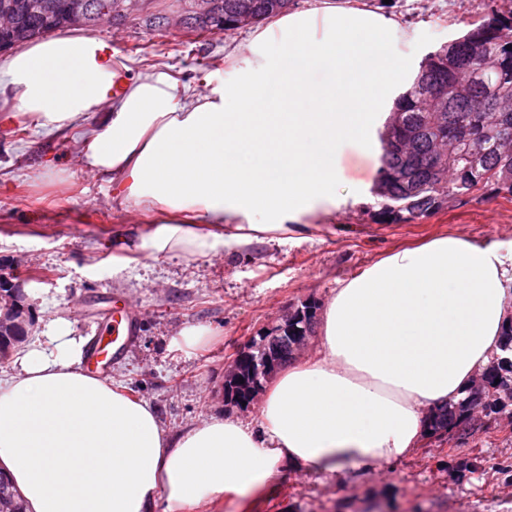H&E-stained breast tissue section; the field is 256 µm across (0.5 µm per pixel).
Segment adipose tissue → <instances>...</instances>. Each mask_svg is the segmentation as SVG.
Wrapping results in <instances>:
<instances>
[{"instance_id":"1","label":"adipose tissue","mask_w":512,"mask_h":512,"mask_svg":"<svg viewBox=\"0 0 512 512\" xmlns=\"http://www.w3.org/2000/svg\"><path fill=\"white\" fill-rule=\"evenodd\" d=\"M398 29L366 9L287 12L195 89L164 70L130 77L105 41L59 35L1 58L0 93L49 132L98 115L84 161L151 221L124 250L241 253L342 204L339 148L374 151L410 68ZM510 321L499 247L401 249L340 281L316 353L265 388L260 427L212 416L173 433L81 370L85 341L56 318L0 377V472L25 512H210L252 506L288 467L368 474L412 454L427 408L464 397Z\"/></svg>"}]
</instances>
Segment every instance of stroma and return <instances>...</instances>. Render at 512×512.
Returning <instances> with one entry per match:
<instances>
[{
    "mask_svg": "<svg viewBox=\"0 0 512 512\" xmlns=\"http://www.w3.org/2000/svg\"><path fill=\"white\" fill-rule=\"evenodd\" d=\"M333 2L397 19L393 47L416 62L491 10L489 0ZM90 33L127 58L132 73L161 68L197 84L225 52L244 50L251 30L199 38L127 23ZM93 125L89 119L68 132L47 133L21 112L0 111V266L26 279L24 306L34 320L51 311L90 343L113 301L129 303L139 331L107 376L150 402L169 429L221 413L256 419V408L225 403L224 367L285 309L309 300L324 305L339 280L441 235L480 245L512 242V201L500 196L456 201L408 224L374 223L367 209L381 153L349 149L340 188L347 201L309 231L232 255L125 251L119 240L145 229V219L124 209L111 182L85 165L81 147ZM197 325L213 335L186 348L180 333ZM376 504L383 512H512V417L483 418L462 442L424 438L409 457L360 481L345 471L323 476L287 469L258 512H372Z\"/></svg>",
    "mask_w": 512,
    "mask_h": 512,
    "instance_id": "35a3bbf8",
    "label": "stroma"
}]
</instances>
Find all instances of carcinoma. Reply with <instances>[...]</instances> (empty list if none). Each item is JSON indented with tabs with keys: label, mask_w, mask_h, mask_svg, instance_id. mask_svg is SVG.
I'll use <instances>...</instances> for the list:
<instances>
[{
	"label": "carcinoma",
	"mask_w": 512,
	"mask_h": 512,
	"mask_svg": "<svg viewBox=\"0 0 512 512\" xmlns=\"http://www.w3.org/2000/svg\"><path fill=\"white\" fill-rule=\"evenodd\" d=\"M29 0H0V12L13 8L18 29L0 28V50L18 42L42 37L70 27H94L112 18L97 9L99 0H86L88 8L72 13L68 0H46L49 8L32 12ZM214 25L228 34L288 11L287 0H210ZM247 13L249 21L240 19ZM381 165L371 194L377 224H400L427 218L461 198L486 194L512 199V0L472 28L427 53L410 86L395 99L378 132ZM316 305L306 303L288 326V337L275 347L283 365L299 336L315 333ZM512 382V368L492 363L482 387L485 415L499 414L512 406L505 402L501 384ZM475 396L436 408L430 416V433L445 435L470 422ZM0 503L23 512L9 483L0 479Z\"/></svg>",
	"instance_id": "1"
}]
</instances>
